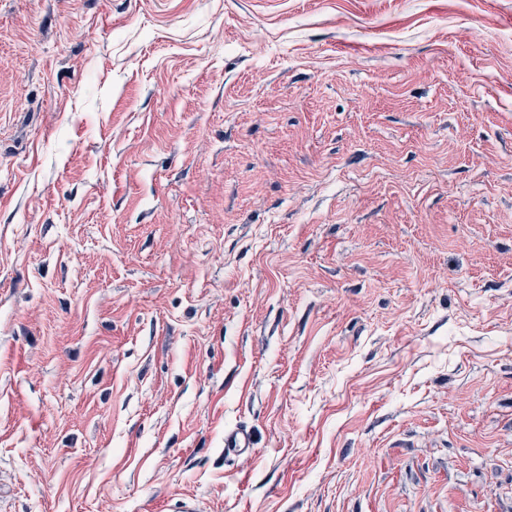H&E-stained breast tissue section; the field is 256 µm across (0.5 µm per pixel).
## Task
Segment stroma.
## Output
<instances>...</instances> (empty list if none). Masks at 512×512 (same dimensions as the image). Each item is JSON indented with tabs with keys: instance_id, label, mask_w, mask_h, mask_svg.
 <instances>
[{
	"instance_id": "35a3bbf8",
	"label": "stroma",
	"mask_w": 512,
	"mask_h": 512,
	"mask_svg": "<svg viewBox=\"0 0 512 512\" xmlns=\"http://www.w3.org/2000/svg\"><path fill=\"white\" fill-rule=\"evenodd\" d=\"M176 498L512 512V0H0V512Z\"/></svg>"
}]
</instances>
